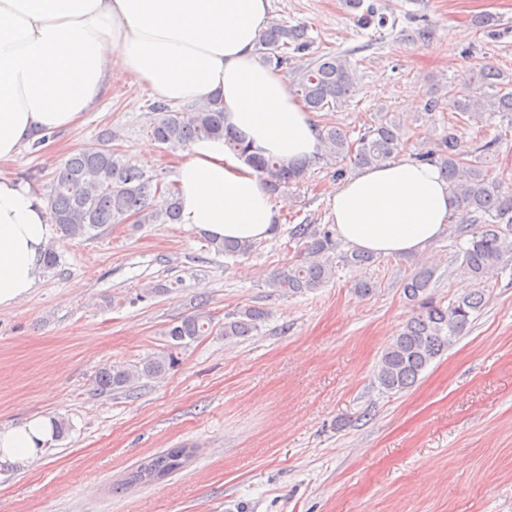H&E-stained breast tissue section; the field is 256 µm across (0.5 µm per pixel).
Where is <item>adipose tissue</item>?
<instances>
[{"label":"adipose tissue","instance_id":"1","mask_svg":"<svg viewBox=\"0 0 512 512\" xmlns=\"http://www.w3.org/2000/svg\"><path fill=\"white\" fill-rule=\"evenodd\" d=\"M270 0H0V161L90 111L112 83L134 78L168 102L219 98L224 124L254 151L287 161L320 151L319 128L255 43ZM181 222L216 240L258 242L281 206L259 173L219 140L202 141L176 169ZM341 240L383 256L421 253L456 202L437 167L401 158L365 168L330 197ZM54 237L43 200L0 177V308L26 299ZM53 422L0 430V462L42 454Z\"/></svg>","mask_w":512,"mask_h":512}]
</instances>
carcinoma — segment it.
<instances>
[{
  "instance_id": "1",
  "label": "carcinoma",
  "mask_w": 512,
  "mask_h": 512,
  "mask_svg": "<svg viewBox=\"0 0 512 512\" xmlns=\"http://www.w3.org/2000/svg\"><path fill=\"white\" fill-rule=\"evenodd\" d=\"M362 9L358 25L382 28L386 18L374 3L361 7L363 0H351ZM307 29L273 19L256 44L258 59L276 68L292 66L295 92L310 112H335L357 92L354 66L346 54L313 53L306 63L295 66L296 55L310 49ZM448 105L469 122H490L496 117L512 123V83H506L499 71L485 66L474 72L463 90L448 96ZM148 131L168 149H184L201 140H222L224 145L250 164L265 180L271 195L302 178L308 161L286 162L262 156L236 132L224 126V110L215 99L197 102L184 109L167 103L148 106ZM409 126L398 112H381L377 120L352 141L339 126L321 131L324 146L322 160L336 166L341 178L350 165L376 167L392 161L406 144ZM503 135L483 143L469 145L458 134L457 125L448 124L429 146L414 154V160L437 166L458 203L462 224L453 236L467 239L461 248L457 271L472 283V290L448 303L432 293L434 271L426 266L405 278L402 293L413 308V316L400 327L385 346L376 368L375 379L386 393L411 389L419 376L437 358L443 356L470 328L473 317L486 300L485 278L489 270L512 254V176L503 172L488 174L487 154L493 152ZM161 202H156V199ZM50 223L65 236L92 238L114 224L131 219L135 224H175L180 219L178 188L161 186L136 167L123 162L101 135L99 143L86 147L62 160L48 194ZM302 259L271 275L269 286L291 296L304 295L324 287L336 275V269H361L374 264L377 257L359 250L340 249L336 235L319 224H294L288 228ZM215 250L229 256L249 253L253 243L212 241ZM266 318L260 308L247 307L224 317V339L245 338ZM212 320L205 313L187 316L165 330L167 349L138 365L112 364L101 368L94 379L96 390L116 392L130 389L143 378H155L178 363L177 349L209 334ZM194 455L192 448H169L152 455L128 474L122 485L151 484L182 470Z\"/></svg>"
}]
</instances>
